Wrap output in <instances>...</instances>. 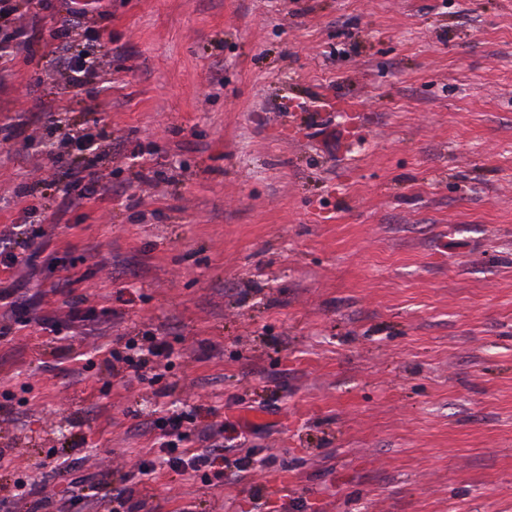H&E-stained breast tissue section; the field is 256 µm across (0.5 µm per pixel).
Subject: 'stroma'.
I'll use <instances>...</instances> for the list:
<instances>
[{
	"mask_svg": "<svg viewBox=\"0 0 512 512\" xmlns=\"http://www.w3.org/2000/svg\"><path fill=\"white\" fill-rule=\"evenodd\" d=\"M67 2L22 0L0 51V230L52 238L0 283L99 321L0 340V512L67 455L112 512L160 404L257 458L159 472L137 512H512V0H94L78 42L112 70L78 95L42 40ZM92 128L110 190L67 210L34 172ZM148 332L164 383L94 352Z\"/></svg>",
	"mask_w": 512,
	"mask_h": 512,
	"instance_id": "35a3bbf8",
	"label": "stroma"
}]
</instances>
